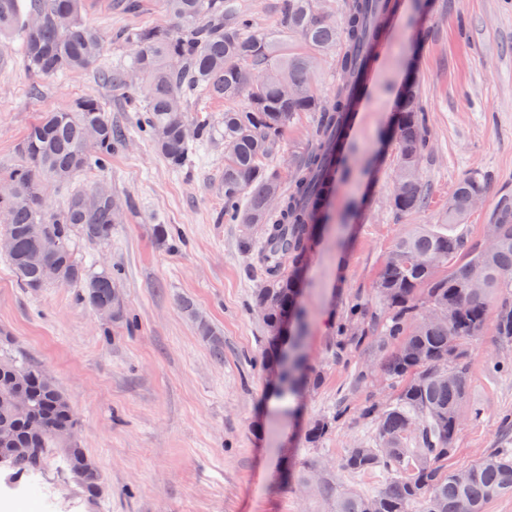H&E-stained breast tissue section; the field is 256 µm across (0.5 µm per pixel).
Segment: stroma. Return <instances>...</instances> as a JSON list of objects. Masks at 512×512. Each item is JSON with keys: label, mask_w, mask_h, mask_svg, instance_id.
<instances>
[{"label": "stroma", "mask_w": 512, "mask_h": 512, "mask_svg": "<svg viewBox=\"0 0 512 512\" xmlns=\"http://www.w3.org/2000/svg\"><path fill=\"white\" fill-rule=\"evenodd\" d=\"M385 26L384 53L372 71L367 109L355 127V167L338 183L326 230L311 251L300 304L308 315L307 364L322 371L317 390L289 402H270L274 381L257 359L264 332L251 294L259 276L255 256L239 247L240 227L224 221V148L194 150L187 167L171 169L142 137L124 90L103 73L129 66L131 45L112 32L167 21L160 0H139L136 11L119 0H87L86 17L107 37L96 69L37 78L19 39L0 48V175L21 162L18 145L40 113L69 108L82 96L98 98L127 130L104 173L79 174L73 185L47 181L53 210L73 187L107 181L124 209L109 244L74 237L77 259L91 269H118L116 282L132 326L105 328L75 288H21L0 258V337L18 355L49 369L79 423L82 448L104 475V492L85 501L57 470L24 486L0 474V503L10 512H335L337 488L372 493L382 474L339 471L373 426L358 409L368 395L356 372L377 363L376 346L334 349L333 327L355 297L374 300L381 267L401 235L416 224H439L448 197L467 173L490 177V190L460 233L479 240L499 198L512 196V0H395ZM417 82L433 153L422 164L428 207L401 214L391 208L398 163L393 134L398 99ZM314 115L298 113L288 126L277 164L305 154L314 143ZM170 225L178 249L157 241ZM194 301L224 336L215 359L180 307ZM476 420L464 424L449 468L471 464L494 448H512V376L493 373L494 360L512 355L492 331L467 344ZM348 414L322 443L306 442L310 421Z\"/></svg>", "instance_id": "obj_1"}]
</instances>
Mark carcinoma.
Returning <instances> with one entry per match:
<instances>
[{
    "label": "carcinoma",
    "mask_w": 512,
    "mask_h": 512,
    "mask_svg": "<svg viewBox=\"0 0 512 512\" xmlns=\"http://www.w3.org/2000/svg\"><path fill=\"white\" fill-rule=\"evenodd\" d=\"M162 5L173 24L116 35L134 45L136 55L130 68L113 70L110 81L133 93L129 111L146 113L138 126L170 168H184L193 147L216 137L224 141V219L257 225L242 233L239 245L256 254L262 269L251 302V310L265 312L259 363L284 371L275 397L290 400L306 387L319 389L323 381L321 371L306 368V315L298 295L322 214L336 184L352 174L351 106L367 91L364 75L374 61L368 48L383 35L381 21L392 12L391 0H343L340 21L319 0H283L279 34L303 45L292 53L256 29L234 0H162ZM84 6L85 0H0V46L20 32L27 67L43 78L92 70L104 39L85 17ZM332 49L338 50L340 78L333 98L323 101L312 76L321 55ZM199 93L244 105L224 111V128L217 129L188 112V100ZM300 112L316 113V141L290 168L285 192L282 173L271 160ZM395 138L400 190L392 192L390 204L413 214L427 204L421 166L431 153L414 85L402 95ZM125 142V131L112 123L106 107L85 97L68 109L42 113L21 142L24 163L0 178L14 189L0 195V213L7 217L0 232L11 239L7 258L22 286L37 291L61 273L90 308L112 307L113 325L130 324L124 300L114 296L116 274L105 267L89 270L71 249L76 233L98 244L111 241L119 223L112 187L101 181L90 190L76 189L56 212L47 206L43 179L65 183L80 172L102 171ZM488 189L484 173L460 179L448 197L445 222L464 223L470 198ZM484 234L493 239L489 247L417 225L397 239L383 264L375 288L380 311L356 298L336 323V355L375 343L385 351L377 372L398 385L392 402L370 397L362 404L359 414L374 424L375 440L354 445L340 465L349 473L382 472L387 481L371 495L336 493V512H409L414 503L419 512H484L489 500L512 494V448H494L469 466L447 468L463 424L478 415L467 402L465 346L490 322L498 341L512 347V199L497 202ZM47 235L61 243L51 257L42 252ZM180 306L213 356L224 359V336L192 300L183 298ZM289 317L294 347L285 365L277 330ZM15 388L26 397L27 408L6 398ZM345 414L314 419L307 442L320 444ZM76 423L69 400L46 368L0 354V430L10 432V448L0 449V471L13 481L33 478L58 458L67 476L82 469L76 482L82 497L100 498L99 466H83L86 451L71 452L62 439Z\"/></svg>",
    "instance_id": "carcinoma-1"
}]
</instances>
